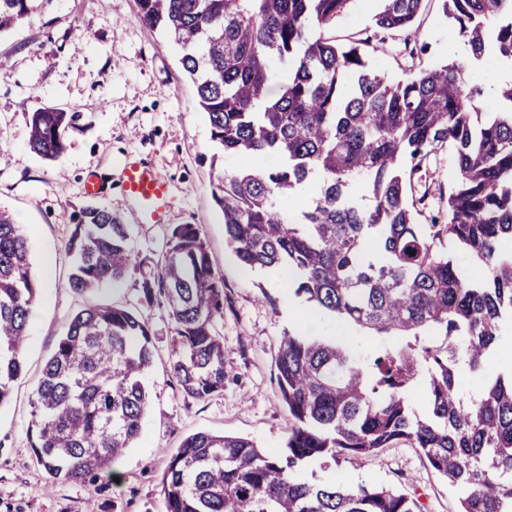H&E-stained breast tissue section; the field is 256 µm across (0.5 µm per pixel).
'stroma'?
I'll list each match as a JSON object with an SVG mask.
<instances>
[{
	"label": "stroma",
	"mask_w": 512,
	"mask_h": 512,
	"mask_svg": "<svg viewBox=\"0 0 512 512\" xmlns=\"http://www.w3.org/2000/svg\"><path fill=\"white\" fill-rule=\"evenodd\" d=\"M378 9V0H353L328 36L343 44L364 36ZM468 55L440 0H426L406 40L378 45L375 62L396 80L411 60L431 65ZM1 57L0 207L28 238L39 294L22 352L24 372L0 406V512H162L166 461L184 437L199 431L245 437L271 454L282 451L289 417L279 397L276 357L282 336L296 327L294 313L304 306L279 276L243 268L225 242L224 217L212 197L217 170L210 125L179 64L178 47L140 20L137 0H37L20 26L0 34ZM42 107L81 115L52 160L29 146V116ZM131 157L148 160L172 184L166 221L133 224L134 261L119 286L76 293L69 286L74 257L66 244L85 207L129 217L134 205L121 191V163ZM91 175L109 183L106 194L86 195ZM453 179L451 151L444 147L415 177L421 223L446 213ZM178 224L196 225L224 278L219 330L227 373L223 391L204 400L178 387L170 370L178 354L176 325L162 297L148 302L142 293ZM91 305L130 307L149 321L155 348L145 377L150 406L139 439L114 464L113 476L53 480L28 450L32 398L72 316ZM330 475L348 486L396 488L421 512L457 509L447 482L402 443Z\"/></svg>",
	"instance_id": "stroma-1"
}]
</instances>
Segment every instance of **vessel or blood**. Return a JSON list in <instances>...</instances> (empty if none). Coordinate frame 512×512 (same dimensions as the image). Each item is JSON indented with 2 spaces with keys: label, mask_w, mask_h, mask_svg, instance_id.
I'll return each instance as SVG.
<instances>
[{
  "label": "vessel or blood",
  "mask_w": 512,
  "mask_h": 512,
  "mask_svg": "<svg viewBox=\"0 0 512 512\" xmlns=\"http://www.w3.org/2000/svg\"><path fill=\"white\" fill-rule=\"evenodd\" d=\"M122 189L135 204L133 217L161 224L173 198L170 182L146 160H125Z\"/></svg>",
  "instance_id": "1"
}]
</instances>
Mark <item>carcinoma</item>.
Here are the masks:
<instances>
[{"label": "carcinoma", "instance_id": "obj_1", "mask_svg": "<svg viewBox=\"0 0 512 512\" xmlns=\"http://www.w3.org/2000/svg\"><path fill=\"white\" fill-rule=\"evenodd\" d=\"M34 0H0V33ZM353 0H137L139 18L181 49L216 152L235 159L213 197L240 264L277 272L315 316L343 320L384 342L283 336L276 359L290 433L280 454L247 438L196 432L171 454L165 512H420L389 487H345L323 476L404 442L458 497V512H512V81L479 108L472 71L512 62V0H442L468 44L463 60L392 81L371 60L372 37L325 35ZM424 0H380L374 34L411 29ZM284 83L271 93L276 76ZM75 112L29 118L30 147L52 159ZM455 181L445 219L419 221L414 176L439 148ZM272 158L268 166L263 160ZM312 194L289 213L284 203ZM70 288L122 281L131 225L106 208L82 210L68 243ZM477 270L467 275L461 259ZM39 293L27 237L0 210V406L22 374ZM161 295L182 356L171 371L204 400L224 390V281L194 224L172 228ZM152 331L117 306L78 311L47 361L28 427L29 451L53 479L106 472L141 434ZM482 377L473 398L463 371ZM423 390L417 409L412 396Z\"/></svg>", "mask_w": 512, "mask_h": 512}]
</instances>
